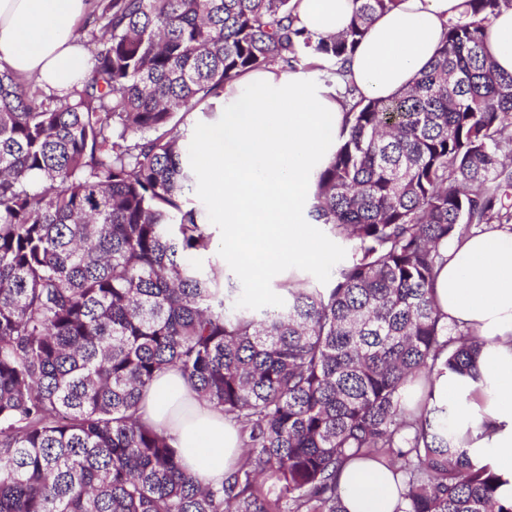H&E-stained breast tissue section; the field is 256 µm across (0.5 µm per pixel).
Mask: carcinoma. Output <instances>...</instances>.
Instances as JSON below:
<instances>
[{"instance_id":"1","label":"carcinoma","mask_w":512,"mask_h":512,"mask_svg":"<svg viewBox=\"0 0 512 512\" xmlns=\"http://www.w3.org/2000/svg\"><path fill=\"white\" fill-rule=\"evenodd\" d=\"M400 2L314 40L293 0H99L67 95L0 70V512H346L359 457L400 474L402 512H512L433 403L487 344L438 309L448 242L512 230V74L487 51L512 0H468L408 89H345L308 210L350 248L333 281L255 302L192 262L213 238L180 126L250 72L342 76ZM171 368L239 426L218 484L139 416Z\"/></svg>"}]
</instances>
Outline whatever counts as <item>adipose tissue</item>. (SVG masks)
<instances>
[{"mask_svg":"<svg viewBox=\"0 0 512 512\" xmlns=\"http://www.w3.org/2000/svg\"><path fill=\"white\" fill-rule=\"evenodd\" d=\"M296 2L298 27L316 38L344 31L354 8L353 0ZM88 8L89 0H0V69L67 92L87 68L72 35ZM466 9V0H402L371 25L346 80L368 99L405 90L435 55L445 24ZM488 49L512 73V8L493 17ZM221 110L223 121L201 130L196 157L211 212L224 221V253L259 299L266 274L329 259L306 211L315 176L339 144L345 107L334 88L274 66L225 85ZM436 291L448 323L472 326L488 343L479 378L442 376L433 399L470 429L461 449L501 476L499 495L512 501V230L449 243ZM139 415L166 429L183 466L203 482H221L241 453L237 427L198 401L175 370L154 379ZM339 483L347 512H396L397 482L386 466L349 461Z\"/></svg>","mask_w":512,"mask_h":512,"instance_id":"obj_1","label":"adipose tissue"}]
</instances>
